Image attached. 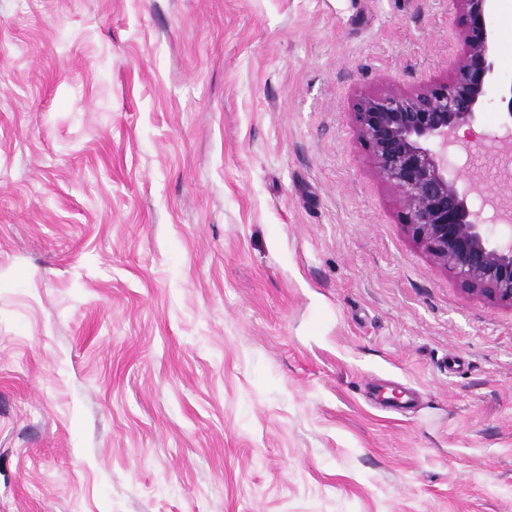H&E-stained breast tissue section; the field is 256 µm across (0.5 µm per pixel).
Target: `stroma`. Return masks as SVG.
Returning a JSON list of instances; mask_svg holds the SVG:
<instances>
[{"mask_svg": "<svg viewBox=\"0 0 512 512\" xmlns=\"http://www.w3.org/2000/svg\"><path fill=\"white\" fill-rule=\"evenodd\" d=\"M450 0H0V512H512V309L353 121ZM490 101L448 156L503 192Z\"/></svg>", "mask_w": 512, "mask_h": 512, "instance_id": "1", "label": "stroma"}]
</instances>
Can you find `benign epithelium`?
<instances>
[{"label": "benign epithelium", "instance_id": "obj_1", "mask_svg": "<svg viewBox=\"0 0 512 512\" xmlns=\"http://www.w3.org/2000/svg\"><path fill=\"white\" fill-rule=\"evenodd\" d=\"M493 0H452L462 53L450 79L418 90L362 93L353 112L360 141L378 177L403 208L407 236L468 295L512 308V237L494 236L469 206L483 191L477 176L464 184L448 172V153L461 130L481 114L496 80L498 32ZM495 139L500 176L512 180V85Z\"/></svg>", "mask_w": 512, "mask_h": 512}]
</instances>
